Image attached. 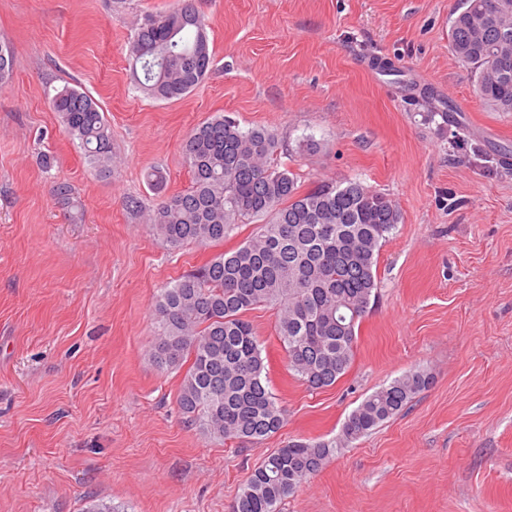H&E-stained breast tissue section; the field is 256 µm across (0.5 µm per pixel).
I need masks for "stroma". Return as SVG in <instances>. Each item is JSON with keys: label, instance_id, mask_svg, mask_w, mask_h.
Here are the masks:
<instances>
[{"label": "stroma", "instance_id": "stroma-1", "mask_svg": "<svg viewBox=\"0 0 512 512\" xmlns=\"http://www.w3.org/2000/svg\"><path fill=\"white\" fill-rule=\"evenodd\" d=\"M175 2L0 0L14 59L0 84V512H227L261 451L335 437L416 367L430 385L280 512H512V112L482 100L450 50L460 0H195L213 69L183 99L156 100L130 80L128 42ZM67 85L108 120L110 176L50 108ZM426 91L451 123L428 117ZM219 113L274 133L277 163L303 186L357 181L402 215L334 386L293 377L275 310L250 311L288 414L258 450L185 422L183 371L151 357L161 288L255 225L172 247L125 206L186 190L184 142ZM154 169L163 190L146 180ZM59 181L73 188L66 209Z\"/></svg>", "mask_w": 512, "mask_h": 512}]
</instances>
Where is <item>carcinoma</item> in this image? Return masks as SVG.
<instances>
[{"label": "carcinoma", "mask_w": 512, "mask_h": 512, "mask_svg": "<svg viewBox=\"0 0 512 512\" xmlns=\"http://www.w3.org/2000/svg\"><path fill=\"white\" fill-rule=\"evenodd\" d=\"M209 28L193 0L144 15L128 47L135 88L168 101L192 92L212 70ZM450 47L476 65L479 97L512 112V0H462ZM50 106L89 165L112 174L99 103L65 86ZM279 147L274 133L244 130L229 116L199 124L184 147L190 189L164 198L146 217L174 247L221 243L269 217L155 302V362L174 369L190 361L177 399L181 414L211 438L255 446L283 427L286 410L269 389L264 348L247 314L276 309L288 370L312 390L335 385L353 364L361 319L378 297L380 250L401 221L388 197L357 181L300 190L297 175L274 162ZM430 379L424 368L409 370L368 395L335 437L291 440L263 454L229 512H279L338 450L402 413Z\"/></svg>", "instance_id": "1"}]
</instances>
